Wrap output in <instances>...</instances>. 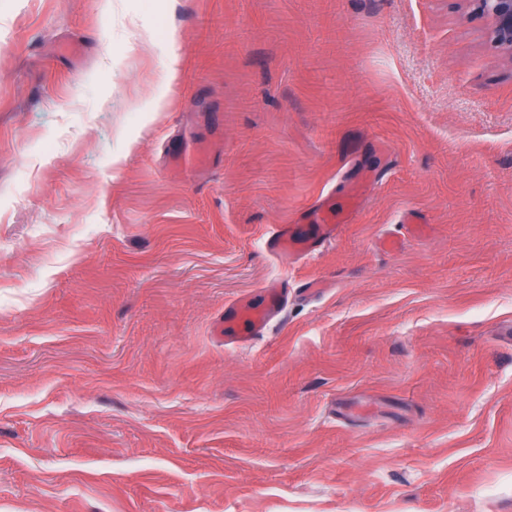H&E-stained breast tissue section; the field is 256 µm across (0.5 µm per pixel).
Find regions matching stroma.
I'll use <instances>...</instances> for the list:
<instances>
[{
  "instance_id": "obj_1",
  "label": "stroma",
  "mask_w": 512,
  "mask_h": 512,
  "mask_svg": "<svg viewBox=\"0 0 512 512\" xmlns=\"http://www.w3.org/2000/svg\"><path fill=\"white\" fill-rule=\"evenodd\" d=\"M0 512H512V51L465 0H0ZM166 152L172 161L177 162L178 166L190 175L200 173L205 165V156L183 136L170 143ZM314 222L317 229L314 237L298 235L291 224H279L267 232L266 242L271 251L288 264V261L311 254L323 243L334 241L344 218L343 214L338 213L336 221L317 216ZM288 301L287 288L271 285L261 291L259 300L248 305H234L224 313V338L248 339L259 334L271 315L278 312Z\"/></svg>"
}]
</instances>
